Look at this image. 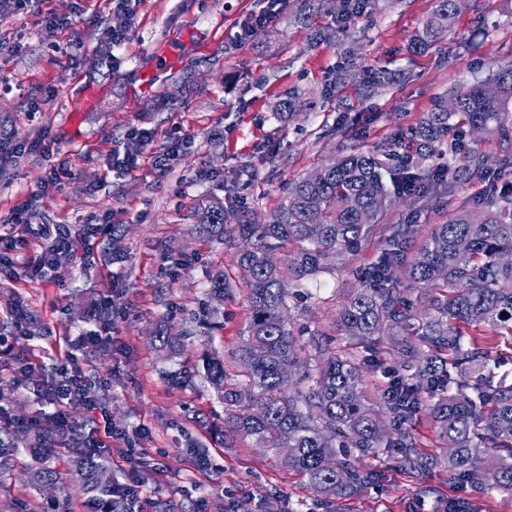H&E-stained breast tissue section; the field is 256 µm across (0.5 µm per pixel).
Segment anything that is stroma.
Here are the masks:
<instances>
[{"label":"stroma","mask_w":512,"mask_h":512,"mask_svg":"<svg viewBox=\"0 0 512 512\" xmlns=\"http://www.w3.org/2000/svg\"><path fill=\"white\" fill-rule=\"evenodd\" d=\"M112 0H30L22 14L0 19V132L15 140L44 130L52 154L31 153L19 169L0 172V218L39 255L42 228L85 238L86 250L55 252L32 274L22 262L0 267V440L17 426L63 416L88 434L92 414L79 400L52 402L43 379L80 371L108 423L125 433L99 461L115 486L141 484L147 512H440L441 500L464 498L482 512H512V496L457 482L436 466L422 478L393 472L385 455L364 467L390 476L361 495L329 505L299 473L249 437L224 438V404L202 367L203 352L227 369L249 319L244 288L210 297L207 273L232 267L236 249L200 236L190 217L201 198L233 197L270 221L287 185L329 157L370 150L397 137L435 101L493 78L512 65V0H464L451 31L423 51L411 42L436 0H366L343 12L338 0H290L257 35L240 24L258 0H130L127 42L109 47ZM54 13L67 26L46 31ZM42 88L39 111L27 94ZM290 109H283V102ZM153 131L137 168L115 170L112 149L129 129ZM181 140L167 175L152 166L169 137ZM60 180L47 182L52 167ZM493 183L473 174L429 184L425 200L406 196L380 224L419 231L448 221L460 205L482 203ZM97 220L92 237L82 235ZM120 235L125 257L102 255ZM380 237L337 257L331 272L306 286L290 314L308 329L333 330L359 270L375 263ZM106 306L104 318L93 317ZM27 313L23 326L11 314ZM182 339L160 350L157 327ZM100 332L89 343L92 332ZM143 454L133 467L131 454ZM41 460L17 447L0 469V512H87L88 494L61 452L59 481L29 480Z\"/></svg>","instance_id":"stroma-1"}]
</instances>
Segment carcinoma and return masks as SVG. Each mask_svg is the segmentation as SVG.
<instances>
[{"instance_id":"obj_1","label":"carcinoma","mask_w":512,"mask_h":512,"mask_svg":"<svg viewBox=\"0 0 512 512\" xmlns=\"http://www.w3.org/2000/svg\"><path fill=\"white\" fill-rule=\"evenodd\" d=\"M458 0H436V10L415 44L421 51L448 33ZM438 99L417 125L392 143L339 155L316 177L289 187L268 224L228 200H199L196 229L215 241H238L234 270L209 273V293L230 294L242 283L249 320L238 350V370L224 359L203 357L206 377L222 393L224 436L238 433L274 451L279 464L302 474L328 499L355 496L387 474L365 470L351 452L380 451L398 471L421 477L434 464L472 484L512 495V383L495 379L498 351L478 343L496 336L512 346V191L490 194L480 214L461 206L445 224L432 226L415 260L402 264L410 224H393L379 261L364 285L348 297L337 330L359 348V357L336 353L329 333L302 332L288 313L289 286L330 271L332 261L370 241L379 214L403 188L432 170L422 162L442 156L448 135L480 129L508 140L512 128V67L490 84ZM460 170L481 173L489 157L477 149ZM388 377L370 398L364 369ZM434 423L442 444L425 455L407 428L420 412ZM72 433L20 432L34 456L48 460ZM73 466L91 493L88 507L112 505V484L98 480L97 458L77 451Z\"/></svg>"}]
</instances>
